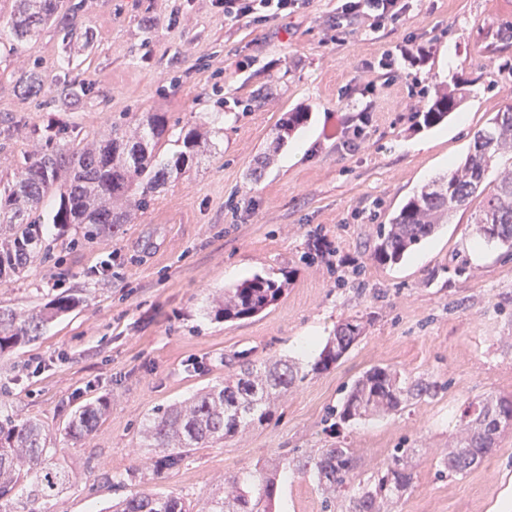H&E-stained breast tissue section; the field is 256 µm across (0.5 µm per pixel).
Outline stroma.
Masks as SVG:
<instances>
[{"label": "stroma", "instance_id": "35a3bbf8", "mask_svg": "<svg viewBox=\"0 0 512 512\" xmlns=\"http://www.w3.org/2000/svg\"><path fill=\"white\" fill-rule=\"evenodd\" d=\"M339 4L308 0L249 24L225 14L224 0H84L93 42L70 47L73 74L92 92L75 104L54 99L55 27L15 51L0 35V117L17 121L0 152L2 180L43 148L34 130L52 121L83 146L166 113L162 160L182 150L187 130L208 132L192 163L118 233L87 240L82 225H46L47 256L0 283V305L19 312L64 289L80 299L38 339L0 355V414L40 420L74 474L48 512H104L141 492L195 504L224 476L265 465L278 469L272 512H324L316 477L284 461L339 441L354 451L356 483L393 449H415L413 483L392 512H497L512 498V431L466 475L436 471L461 405L512 395V255L486 243L473 251L476 229L461 211L400 264L370 259L377 225L512 104V0H408L405 16L381 27L365 16L337 23ZM35 65L42 90L19 96V75ZM454 83L470 92L458 114L419 128L435 85ZM295 110L307 122L256 167ZM256 274L287 281V291L258 316L216 317L214 298ZM353 317L362 336L313 372L318 349ZM309 334L315 351L298 355ZM269 359L294 363L301 378L268 423L191 450L163 476L143 469L155 451L140 431L156 408ZM375 365L436 391L385 416L340 421L352 384ZM99 397L111 402L107 415L74 443L67 422Z\"/></svg>", "mask_w": 512, "mask_h": 512}]
</instances>
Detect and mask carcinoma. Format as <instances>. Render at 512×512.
I'll return each mask as SVG.
<instances>
[{
	"label": "carcinoma",
	"mask_w": 512,
	"mask_h": 512,
	"mask_svg": "<svg viewBox=\"0 0 512 512\" xmlns=\"http://www.w3.org/2000/svg\"><path fill=\"white\" fill-rule=\"evenodd\" d=\"M83 0H14L10 36L20 44L52 23L63 32L66 52L59 61L57 85L64 101L83 97L89 85L72 77L67 52L81 16ZM43 82L38 66L23 73L18 87L25 94L37 92ZM467 92L435 87L425 111L417 113L425 127L444 122L457 111ZM168 132L164 112H147L132 135L113 126L107 138L72 152L61 144L62 128L51 126L37 132L44 151L23 158L13 179L0 183V282L23 276L32 259L42 251L40 204L59 191L60 204L52 223L61 227L85 225L88 238L112 235L127 223L133 187L142 188L138 205L146 203L151 190L171 173H179L193 161L203 134L190 130L183 137L184 150L157 164L158 144ZM495 179L487 180L492 164ZM471 212L472 223L487 243L512 251V106L488 119L474 135L469 152L445 175L422 185L380 226L371 259L379 265L400 263L422 239L459 211ZM287 282L256 274L234 288L224 290L217 309L224 320L255 316L275 304ZM76 297L64 291L41 309L19 313L0 308V354L26 344L40 335L59 314L74 308ZM361 320L352 318L336 328L321 352L315 370L335 364L362 335ZM298 378L296 368L282 360L261 366L246 363L233 378L212 386L191 399L149 419L142 438L158 449L144 466L159 475L179 465L194 448L238 438L266 424L276 403ZM435 385L418 378L400 380L397 373L375 366L359 378L345 398L339 418L350 421L380 411H396L403 404L431 394ZM109 411L103 397L81 406L67 423L76 441L87 438ZM462 425L449 448L438 457L437 474L464 475L490 453L501 429L512 425V397L469 402L461 410ZM413 448H396L391 457L350 496L349 512H389L413 483L409 459ZM356 459L350 448H319L288 461L299 474L313 472L325 495L326 506L336 502L350 483ZM73 481L65 460L51 447V437L37 420L0 418V512H46L43 504L59 496ZM222 492L195 508L179 496L158 493L131 495L113 503L108 512H271L278 492L273 473L258 469L249 475L223 479Z\"/></svg>",
	"instance_id": "carcinoma-1"
}]
</instances>
